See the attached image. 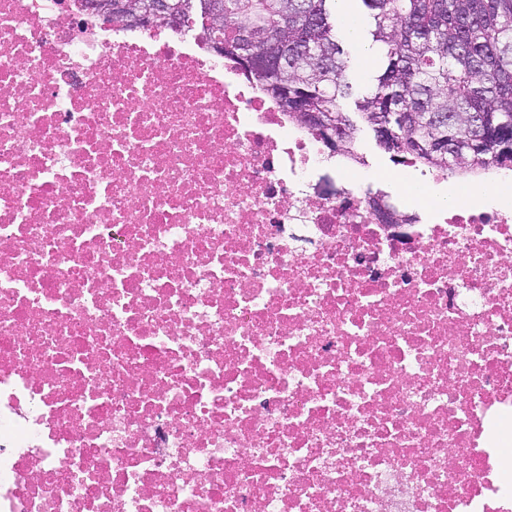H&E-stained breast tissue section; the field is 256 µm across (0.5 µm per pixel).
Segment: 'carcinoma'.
I'll list each match as a JSON object with an SVG mask.
<instances>
[{
	"instance_id": "cac0c4a2",
	"label": "carcinoma",
	"mask_w": 512,
	"mask_h": 512,
	"mask_svg": "<svg viewBox=\"0 0 512 512\" xmlns=\"http://www.w3.org/2000/svg\"><path fill=\"white\" fill-rule=\"evenodd\" d=\"M128 26L143 0H104ZM224 45L250 83L299 122L320 112L345 132L340 154L358 159L357 125L340 100L355 93L345 34L377 47L378 72L355 101L364 123L387 124L391 150L442 174L512 169V0H153ZM455 162L448 165V156Z\"/></svg>"
}]
</instances>
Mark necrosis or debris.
Segmentation results:
<instances>
[{"instance_id": "1", "label": "necrosis or debris", "mask_w": 512, "mask_h": 512, "mask_svg": "<svg viewBox=\"0 0 512 512\" xmlns=\"http://www.w3.org/2000/svg\"><path fill=\"white\" fill-rule=\"evenodd\" d=\"M325 150L202 34L0 0V512H512V210Z\"/></svg>"}]
</instances>
